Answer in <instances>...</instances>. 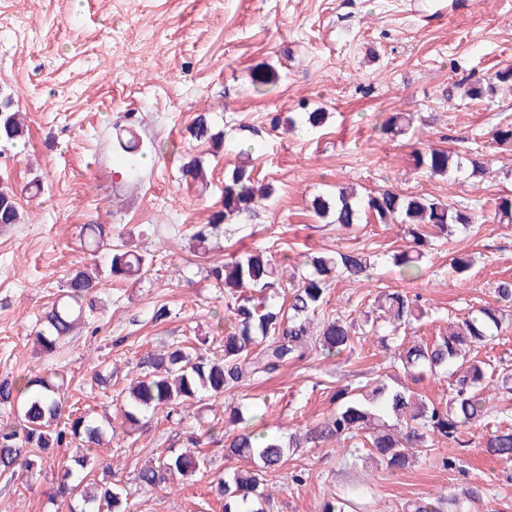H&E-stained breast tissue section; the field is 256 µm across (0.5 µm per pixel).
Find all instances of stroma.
Segmentation results:
<instances>
[{"label": "stroma", "instance_id": "1", "mask_svg": "<svg viewBox=\"0 0 512 512\" xmlns=\"http://www.w3.org/2000/svg\"><path fill=\"white\" fill-rule=\"evenodd\" d=\"M512 65V0H440L438 11L407 14L404 0H0V97L26 115L22 140L0 147V187L12 188L21 223L0 228V379L58 370L69 394L92 416L115 412L114 399L136 376L138 358L185 337L219 352L216 326L227 300L206 276L210 260L269 248L275 261L301 266L306 255L360 248L376 255L368 280L336 279L323 313L362 320L384 289L420 299L426 316L404 337L380 342L366 335L353 351L329 358L314 351L301 362L199 403L190 418L156 412L112 442L124 458L118 478L131 512H222L214 477L245 468L224 455L223 441L205 444L207 472L168 491L139 488L135 474L186 431L223 421L227 410L260 412L267 434L288 439L336 409L347 385L386 375L406 377L385 348L399 340L432 341L450 321L495 301L494 287L512 277V224L499 223L494 203L512 198V152L497 149L490 132L512 122V91L495 103L447 98L466 82ZM269 65L278 81L256 94L250 74ZM322 109L318 130L272 128L276 115ZM404 113L406 134L384 133L389 114ZM206 115L223 146L191 137ZM136 138L141 170L128 178L119 141ZM447 148L461 157L480 151L493 171L485 178L432 177L412 164L416 149ZM249 153L271 200L239 223L223 225L207 256L189 249L190 228L220 209L224 181ZM200 160L205 179L183 164ZM40 192H33L32 184ZM352 185L359 193L392 187L469 206L470 231L433 240L424 274L400 279L390 256L403 249L400 225L360 224L344 233L312 216L315 195ZM106 224L154 263L138 279L104 280L96 306L73 336L50 355L32 343L36 321L78 268H106L80 234ZM474 259L466 279L452 277L451 258ZM165 304L169 320L151 315ZM109 369L112 387L90 395L83 387ZM482 425L459 441L433 442L403 471L369 456L357 467L336 443L291 451L275 483L266 485L271 512H319L325 498L360 487L363 512H405L410 502L462 496L481 487V501L464 512H512L505 467L482 452ZM454 456L451 470L442 458ZM303 471V483L291 480ZM56 471L30 478L0 475V512H68L48 498Z\"/></svg>", "mask_w": 512, "mask_h": 512}]
</instances>
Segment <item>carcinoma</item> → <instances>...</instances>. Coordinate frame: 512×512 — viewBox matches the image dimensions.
Returning <instances> with one entry per match:
<instances>
[{
	"label": "carcinoma",
	"mask_w": 512,
	"mask_h": 512,
	"mask_svg": "<svg viewBox=\"0 0 512 512\" xmlns=\"http://www.w3.org/2000/svg\"><path fill=\"white\" fill-rule=\"evenodd\" d=\"M251 85L258 94L277 82L275 70L265 67L254 70ZM503 86L512 87V67L495 70L487 78L469 84L455 83L448 87V97L469 100H491ZM326 113L312 112L273 118L274 126L293 128L301 123L307 128H320ZM409 121L401 113H392L382 126L385 133H401ZM25 120L22 112L13 109V101L0 100V142L12 143L23 137ZM191 135L214 144L222 136L212 132L206 116L199 115ZM493 143L512 148V123L492 132ZM415 169L431 177H451L463 167L470 176L489 174V162L478 154L466 162L453 161L446 149L419 150L413 156ZM274 189L256 180L246 163L235 167L224 180L222 209L213 213L207 224L192 227L189 239L197 252L209 250L211 238L224 224H234L254 206L269 199ZM310 209L318 219L331 218V223L349 231L367 215L376 224H402L405 249L392 256V264L400 277H420L422 261L429 245V231L439 236L465 233L475 223L471 208L444 202L431 195L403 194L394 189H380L366 196L352 187H339L329 196H316ZM495 216L501 224H512V199L500 197L495 202ZM21 223L17 195L0 188V226ZM82 233L88 244L109 253L108 275L128 278L148 273L151 260L125 244H114L105 224H86ZM309 272L290 285L288 303L274 304L272 297L282 288L280 270L265 248H255L242 255L224 259L207 270V277L224 290L228 298L227 322L224 323L223 349L208 356L198 344L173 342L160 350L141 356L136 369L139 376L120 392V426L112 417L94 418L79 411L67 398V380L58 372L51 375L34 373L24 377L0 379V409H9L7 420L0 419V475L24 474L34 477L55 464V449L76 445L70 460L61 469L48 498L52 501L76 497L81 509L71 512H129L126 491L113 481L117 476L113 457L107 445L117 429L133 428L140 416L164 411L172 416L226 391L240 388L265 375L278 371L290 362L305 360L318 349L327 357L352 350L356 339L355 323L341 317L322 319L318 333L311 330L312 321L327 304L335 278L351 282L369 278L374 266L372 255L364 251H329L307 256ZM100 278L85 269L71 273L64 281L61 295L44 313L34 331L33 345L51 354L59 341L73 334L83 313L93 309ZM494 294L499 305H483L471 309L461 320L448 324V333L431 342L421 341L409 347L397 346L393 358L398 366L418 383L429 374L448 372V399L431 402L410 387L390 385L377 377L365 385L336 390V411L309 426L305 432L292 433L288 445L268 435L257 426L258 416H244L235 408L230 411L224 427L209 428L203 434L186 437L183 449L170 450L150 464L141 467L135 476L140 487L165 490L175 481L193 476L206 467L201 448L207 440L221 438L225 456L257 462L255 469H241L216 484L218 498L224 501V512H264L263 502L269 500L261 490L263 481L281 471L287 448H303L325 441L362 440L372 455L391 472L410 466L413 455L409 449L424 452L433 439L457 440L462 430L477 423H491L499 410L484 396V390H495L494 398L512 399V373L479 358L480 350L496 341L502 330L503 308L512 305V281L497 284ZM424 311L418 301L404 291H383L378 296L375 319H381L391 332L419 322ZM396 418V427L385 424V418ZM483 450L504 463L512 461V427L496 425L483 442ZM357 505L343 496L323 502L320 512H351Z\"/></svg>",
	"instance_id": "cac0c4a2"
}]
</instances>
